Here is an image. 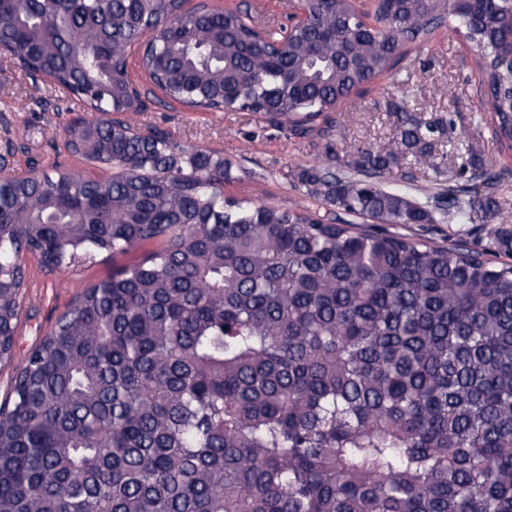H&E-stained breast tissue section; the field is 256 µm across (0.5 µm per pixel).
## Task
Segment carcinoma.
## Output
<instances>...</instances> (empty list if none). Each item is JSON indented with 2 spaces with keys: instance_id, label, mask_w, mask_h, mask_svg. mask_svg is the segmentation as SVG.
<instances>
[{
  "instance_id": "carcinoma-1",
  "label": "carcinoma",
  "mask_w": 512,
  "mask_h": 512,
  "mask_svg": "<svg viewBox=\"0 0 512 512\" xmlns=\"http://www.w3.org/2000/svg\"><path fill=\"white\" fill-rule=\"evenodd\" d=\"M183 0H0L14 66L94 113L73 157L0 179V362L14 359L24 255L81 259L161 247L80 294L16 366L0 407V512H512V264L389 232L503 215L496 177L458 165L423 205L385 183L436 159L447 130L388 100L397 153L343 163L333 112L436 23L474 43L497 139L512 141V12L501 0H301L308 23L270 35L240 9ZM191 109L256 112L316 136L291 172L326 223L224 195L249 171L141 135L128 49Z\"/></svg>"
}]
</instances>
